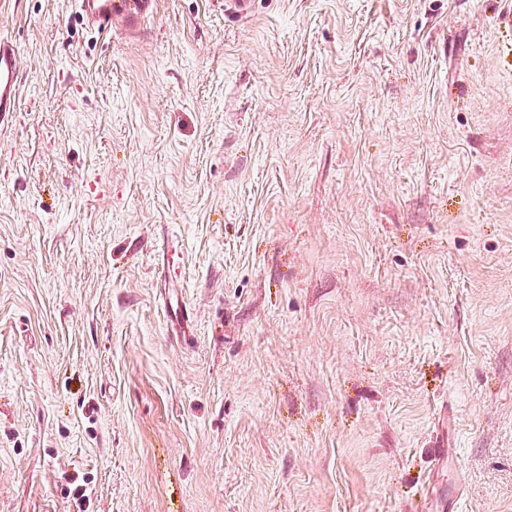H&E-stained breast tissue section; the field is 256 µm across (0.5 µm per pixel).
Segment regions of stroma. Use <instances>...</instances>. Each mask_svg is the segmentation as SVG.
<instances>
[{"mask_svg": "<svg viewBox=\"0 0 512 512\" xmlns=\"http://www.w3.org/2000/svg\"><path fill=\"white\" fill-rule=\"evenodd\" d=\"M0 36V512H512V0ZM18 56L17 45L0 36V120L7 113L18 112L21 87Z\"/></svg>", "mask_w": 512, "mask_h": 512, "instance_id": "obj_1", "label": "stroma"}]
</instances>
